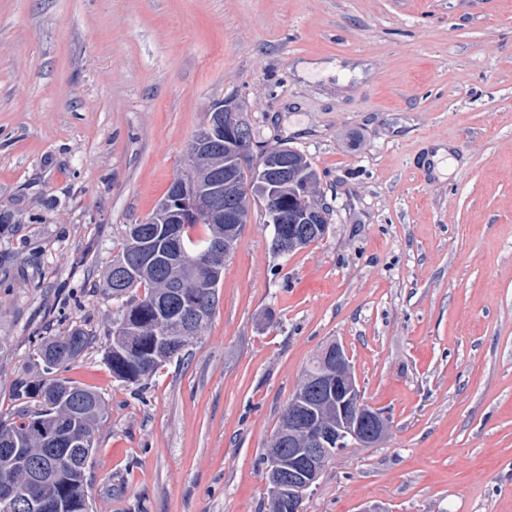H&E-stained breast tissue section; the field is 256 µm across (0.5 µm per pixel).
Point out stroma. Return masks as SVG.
I'll use <instances>...</instances> for the list:
<instances>
[{"mask_svg": "<svg viewBox=\"0 0 512 512\" xmlns=\"http://www.w3.org/2000/svg\"><path fill=\"white\" fill-rule=\"evenodd\" d=\"M227 98L255 149L307 156L327 230L274 255L251 203L211 322L139 390L100 279ZM76 324L92 512H268L271 436L333 341L389 431L304 512H512V0H0V420L43 407L14 385Z\"/></svg>", "mask_w": 512, "mask_h": 512, "instance_id": "1", "label": "stroma"}]
</instances>
